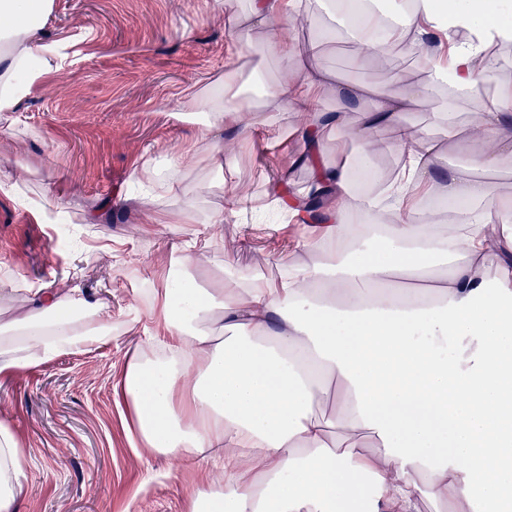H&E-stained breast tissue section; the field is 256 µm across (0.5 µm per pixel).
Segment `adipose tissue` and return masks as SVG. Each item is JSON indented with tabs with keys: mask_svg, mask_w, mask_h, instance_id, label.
Masks as SVG:
<instances>
[{
	"mask_svg": "<svg viewBox=\"0 0 512 512\" xmlns=\"http://www.w3.org/2000/svg\"><path fill=\"white\" fill-rule=\"evenodd\" d=\"M251 27L269 31L268 55L288 58L273 31L302 15V0H249ZM338 21L360 50L359 64L401 48L423 76L399 96H378L348 128L364 87L340 84L344 111L320 108L329 79L318 66L268 88L280 109L306 113L303 145L323 130L349 132L354 162H314L310 184L273 206L318 236L298 242L317 259L278 282L254 276L231 292L194 287L189 273L206 244L183 242L178 267L158 294L154 345L171 358L128 360L121 394L131 436L153 452L183 460L220 458L224 485L200 490L190 512H512V193L466 178L444 163L433 138L397 125L411 103H430L440 85L474 101L470 134L481 143L475 169L512 161V82L481 95L495 69L494 47L512 43V0H334ZM55 0H0V112L52 69L57 49L41 19ZM205 113L199 133L208 161L224 170L225 125L248 111L237 75L190 95ZM401 167L382 178L376 150ZM448 211L432 229L422 197ZM389 208H382V201ZM352 211L366 214L353 224ZM0 349V377L65 351L112 339V308L76 292L52 293L14 325ZM191 388H183L185 376ZM242 458L252 467H239ZM24 453L0 423V512H17L26 492Z\"/></svg>",
	"mask_w": 512,
	"mask_h": 512,
	"instance_id": "obj_1",
	"label": "adipose tissue"
}]
</instances>
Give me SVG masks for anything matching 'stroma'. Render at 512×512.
I'll list each match as a JSON object with an SVG mask.
<instances>
[{
	"label": "stroma",
	"instance_id": "stroma-1",
	"mask_svg": "<svg viewBox=\"0 0 512 512\" xmlns=\"http://www.w3.org/2000/svg\"><path fill=\"white\" fill-rule=\"evenodd\" d=\"M224 2L56 0L44 29L59 46V65L16 111L0 112V170L14 176L12 187L0 189V327L32 311L40 290L76 288L88 302L112 307L110 343L0 378V423L10 426L26 457L27 492L18 512H185L191 493L224 481L223 461L183 464L131 447L129 412L114 387L128 357L148 349L156 293L184 239L210 242L193 269L203 288L220 281L230 289L253 275L275 280L299 261L290 249H270L273 218L252 209L225 214L220 224L208 216L222 206L226 183L255 205L271 182H279L284 199L308 185L307 167L295 164L302 152L296 130L306 116L272 105L244 113L249 135L224 131L233 163L217 174L196 125L174 116L184 91H200L240 67L272 82L314 63L330 76L320 105L335 112L342 107L337 83L366 87V109L377 95L403 91L393 62L410 77L421 71L398 49L359 67L347 39L310 60L307 44L333 24L325 0H307L304 24L278 29L295 51L282 62L263 50L267 31L234 40ZM473 111L471 103L452 105L440 95L411 105L401 121L442 143L448 166L463 169L477 144L449 138L448 126L466 125ZM170 153L186 156L182 178L197 200L195 223H179L177 201L151 202L134 181L144 164ZM34 199L67 212L66 222L41 223ZM102 204L109 210L104 221L82 223L85 210Z\"/></svg>",
	"mask_w": 512,
	"mask_h": 512
}]
</instances>
